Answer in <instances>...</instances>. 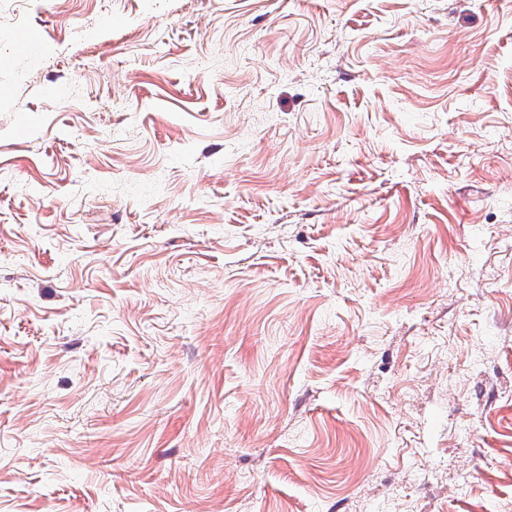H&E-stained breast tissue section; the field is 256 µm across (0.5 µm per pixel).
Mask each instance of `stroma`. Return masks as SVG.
Returning <instances> with one entry per match:
<instances>
[{"label":"stroma","mask_w":512,"mask_h":512,"mask_svg":"<svg viewBox=\"0 0 512 512\" xmlns=\"http://www.w3.org/2000/svg\"><path fill=\"white\" fill-rule=\"evenodd\" d=\"M0 512H512V0H0Z\"/></svg>","instance_id":"obj_1"}]
</instances>
